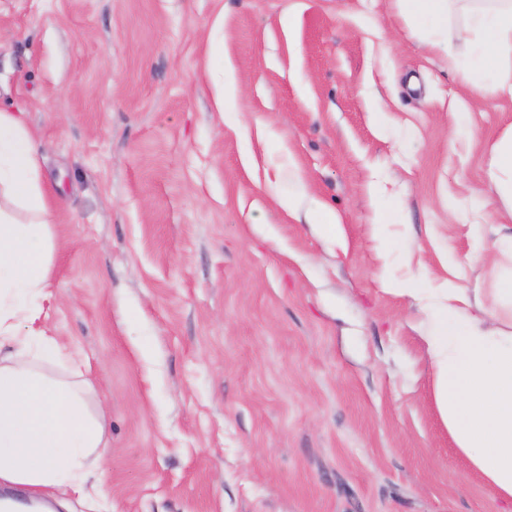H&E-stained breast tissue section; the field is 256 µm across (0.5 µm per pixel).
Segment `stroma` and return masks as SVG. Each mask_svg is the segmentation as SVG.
<instances>
[{
    "instance_id": "obj_1",
    "label": "stroma",
    "mask_w": 512,
    "mask_h": 512,
    "mask_svg": "<svg viewBox=\"0 0 512 512\" xmlns=\"http://www.w3.org/2000/svg\"><path fill=\"white\" fill-rule=\"evenodd\" d=\"M465 22L460 0L435 32L391 0H0V109L58 199L43 324L110 444L69 512H512L391 287L488 275L472 225L501 203L470 202L512 100L466 66Z\"/></svg>"
}]
</instances>
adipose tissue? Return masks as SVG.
<instances>
[{
	"instance_id": "ef3b65f1",
	"label": "adipose tissue",
	"mask_w": 512,
	"mask_h": 512,
	"mask_svg": "<svg viewBox=\"0 0 512 512\" xmlns=\"http://www.w3.org/2000/svg\"><path fill=\"white\" fill-rule=\"evenodd\" d=\"M467 2L471 67L512 98V0ZM487 181L512 217V133L491 143ZM46 210L24 115L0 110V482L80 494L109 446L89 380L43 368L73 361L42 324L55 249ZM486 264L487 285L423 288L411 278L399 291L425 330L436 406L456 447L512 502V232L497 233Z\"/></svg>"
}]
</instances>
